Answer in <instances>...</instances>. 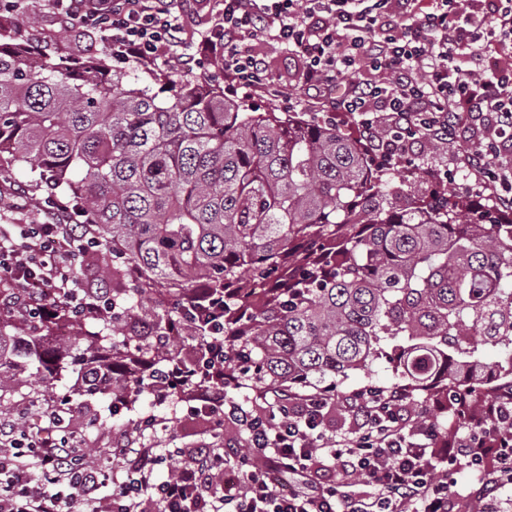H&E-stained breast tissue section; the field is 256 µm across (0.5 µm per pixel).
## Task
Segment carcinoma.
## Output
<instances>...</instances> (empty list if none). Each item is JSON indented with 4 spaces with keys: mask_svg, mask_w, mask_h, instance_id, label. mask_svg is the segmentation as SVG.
<instances>
[{
    "mask_svg": "<svg viewBox=\"0 0 512 512\" xmlns=\"http://www.w3.org/2000/svg\"><path fill=\"white\" fill-rule=\"evenodd\" d=\"M139 85L99 55L68 69L0 43V162L29 163L87 211L103 286L161 332L172 298L234 290L237 336L267 389L345 377L386 356L440 394L512 379V214L409 197L321 123L250 112L216 84ZM0 325V392L57 377L77 346L91 392L125 385L118 337Z\"/></svg>",
    "mask_w": 512,
    "mask_h": 512,
    "instance_id": "cac0c4a2",
    "label": "carcinoma"
}]
</instances>
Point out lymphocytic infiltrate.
Instances as JSON below:
<instances>
[{"mask_svg":"<svg viewBox=\"0 0 512 512\" xmlns=\"http://www.w3.org/2000/svg\"><path fill=\"white\" fill-rule=\"evenodd\" d=\"M43 4L61 27L105 45L113 60L132 64L160 57L191 74L216 67L242 88L274 83L264 46L301 58L300 81L315 102L352 115L375 162L413 164L414 145L468 143L452 162L497 206L512 211V64L498 69L485 57L512 51V0H216L214 23L196 53L179 33L190 0H0V9ZM382 73L379 81L360 70ZM81 208L47 196L29 223L0 224V314L39 326L66 310L73 321L111 317L110 293L82 287L75 262L100 243ZM180 324L201 325L196 352H173L152 381L164 400L176 395L193 418L223 431L232 420L246 453L217 442L184 451V461L158 479L161 454L141 441L153 422L128 427L112 464L78 461V440L45 427L18 428L0 420V512H452L448 467L454 448L439 449L429 420L406 426L405 394L367 389L344 399L356 429L336 437L323 427L331 402L324 393L273 390L263 413L228 398L240 388L224 371L235 339L224 333V298L205 312L179 307ZM467 428L472 468L494 460L495 479L512 481V399L470 406L455 395ZM372 492L347 494L350 479Z\"/></svg>","mask_w":512,"mask_h":512,"instance_id":"obj_1","label":"lymphocytic infiltrate"}]
</instances>
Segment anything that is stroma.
I'll list each match as a JSON object with an SVG mask.
<instances>
[{
    "instance_id": "obj_1",
    "label": "stroma",
    "mask_w": 512,
    "mask_h": 512,
    "mask_svg": "<svg viewBox=\"0 0 512 512\" xmlns=\"http://www.w3.org/2000/svg\"><path fill=\"white\" fill-rule=\"evenodd\" d=\"M0 39L4 41L32 40L42 46L48 54L56 59L71 62L81 59L83 49L70 40L61 38L58 24L48 13L38 14L36 21H29L27 15L19 12H0ZM268 60L273 77L283 88L292 92L291 97L277 96L271 93L247 94L234 82L223 76H214L213 81L224 89L225 96L232 99H247L265 112H299L305 117L315 118L333 124L337 131L349 138H359L357 125L346 113L333 110L328 103L309 104L304 100V93L298 86L299 66L279 47H267ZM420 168L416 171L398 166L388 171V178L393 186L401 188L413 196L454 195L465 200L478 201L479 195L466 177L465 170L448 171L447 147L424 144L416 147ZM435 170V177L425 175V168ZM25 193L24 208L0 215V222L21 224L32 216L28 206L46 195V183L38 170L31 165L13 169L0 170V206L14 198L15 190ZM79 382V368L68 365L57 379L48 383H22L15 392L0 399V410L15 416L21 410H28L30 415L42 414L47 406L57 402L59 396L76 389ZM408 415L411 419L423 418L436 420L443 438H450L461 432V425L453 420L447 407L438 404L428 391L412 390L408 393ZM150 416L154 419L151 430L145 431L146 446L157 449L165 456L166 462L160 467L159 477H166L169 468L177 465L178 449L211 441L212 430L200 420L186 417L177 398L167 401L155 399L153 393L143 392L130 411L113 414L112 399L108 396L95 395L86 397L80 412L71 420V428L80 436L82 442L101 449H109L120 433L133 421Z\"/></svg>"
}]
</instances>
